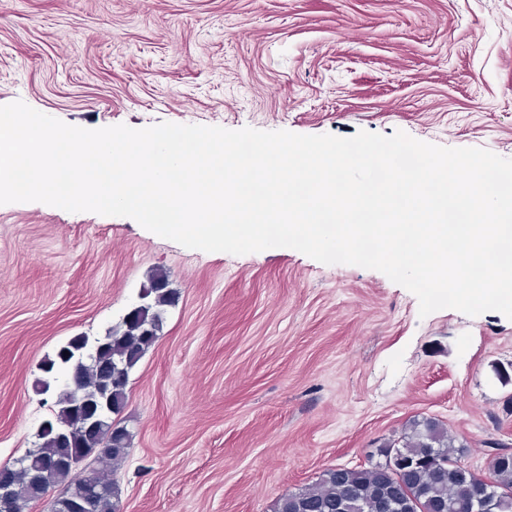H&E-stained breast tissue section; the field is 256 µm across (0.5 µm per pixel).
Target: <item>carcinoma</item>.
Instances as JSON below:
<instances>
[{"mask_svg":"<svg viewBox=\"0 0 512 512\" xmlns=\"http://www.w3.org/2000/svg\"><path fill=\"white\" fill-rule=\"evenodd\" d=\"M146 289L151 301L132 310L122 324L102 337L85 335L71 338L57 352V359L70 367L74 350L93 348L91 361L81 369L84 394L91 397L102 386L111 389L110 403L114 415L124 410L127 386L132 370L158 339L165 307L171 305V292L164 288L166 275L158 270L149 278ZM49 423L56 430H66L74 423L72 399L63 393L54 402ZM114 423L108 417L100 421L97 431L71 442L54 433L39 436V444L25 451L32 467L40 472L42 489L59 488L67 494L77 474L72 461L84 460L97 453L110 465L123 462L130 453L132 435L122 443L111 440ZM495 453L489 476L481 475L461 463L448 428L436 418L423 417L409 421L398 439L376 449L379 461L354 468L336 466L325 470L319 482L279 498L274 512H336L342 503H356L361 512H380L384 493L402 505V512H468L462 500L481 494L485 488L508 501L506 512H512V451L492 442ZM91 479L109 492L97 499L96 512H120L119 490L108 473L93 469ZM39 500L28 481L17 476L13 481L8 512H24Z\"/></svg>","mask_w":512,"mask_h":512,"instance_id":"1","label":"carcinoma"}]
</instances>
